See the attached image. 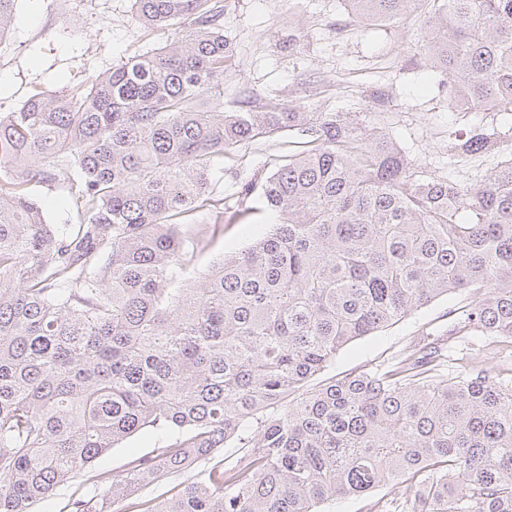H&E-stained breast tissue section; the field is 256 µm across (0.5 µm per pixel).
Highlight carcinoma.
<instances>
[{
	"instance_id": "obj_1",
	"label": "carcinoma",
	"mask_w": 512,
	"mask_h": 512,
	"mask_svg": "<svg viewBox=\"0 0 512 512\" xmlns=\"http://www.w3.org/2000/svg\"><path fill=\"white\" fill-rule=\"evenodd\" d=\"M16 2L0 0V42ZM346 2L380 25L425 10L416 44L453 104H512V0ZM133 6L163 46L0 113V512H33L148 427L153 454L68 512L108 497L125 512H319L391 484L402 512H512V381L448 370L443 339L307 388L351 342L456 291L473 300L450 335L512 338V156L475 184L424 179L343 112L224 113L223 14ZM285 128L308 150L238 191L270 223L187 278L250 211L224 218V152ZM498 141L474 127L448 154ZM60 173L76 222L55 228L32 189ZM193 466L174 494L138 495Z\"/></svg>"
}]
</instances>
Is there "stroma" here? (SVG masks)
<instances>
[{"label": "stroma", "instance_id": "obj_1", "mask_svg": "<svg viewBox=\"0 0 512 512\" xmlns=\"http://www.w3.org/2000/svg\"><path fill=\"white\" fill-rule=\"evenodd\" d=\"M224 14L229 54L224 71L225 111L243 99L308 112H344L371 132L389 135L414 168L463 183L490 174L512 155V105L463 111L448 99V77L425 66L412 39L424 26L414 12L400 25L356 22L345 0H212ZM157 32L133 17L132 0H18L10 33L0 42V112L17 110L37 89L57 92L89 85L127 57L158 47ZM495 127L504 137L498 151L450 156L449 140L474 127ZM301 138L283 130L224 154V203L234 208L240 180L265 179L298 151ZM266 216L252 211L246 223L228 224L224 235L189 269L202 272L228 251L247 246ZM459 292L434 301L373 336L349 344L334 373L373 368L404 357L423 335L447 332L451 353L512 378V339L449 335L453 309L468 304ZM145 430L96 459L84 475L56 488L35 512H65L69 500L104 491L96 476L123 470L131 457L152 454Z\"/></svg>", "mask_w": 512, "mask_h": 512}]
</instances>
